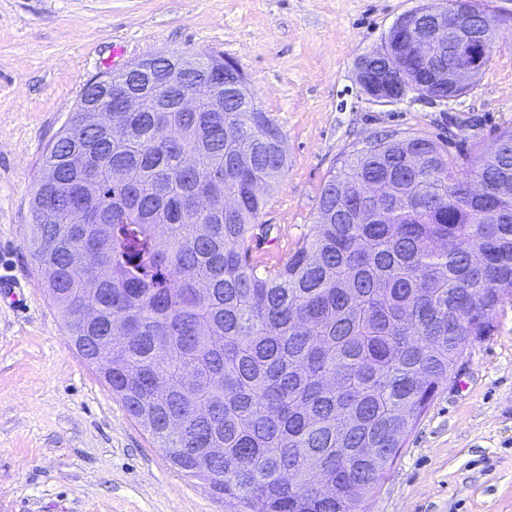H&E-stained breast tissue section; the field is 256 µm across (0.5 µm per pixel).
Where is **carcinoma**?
<instances>
[{"instance_id": "carcinoma-1", "label": "carcinoma", "mask_w": 512, "mask_h": 512, "mask_svg": "<svg viewBox=\"0 0 512 512\" xmlns=\"http://www.w3.org/2000/svg\"><path fill=\"white\" fill-rule=\"evenodd\" d=\"M471 4L489 62L503 34ZM370 56L427 75L401 50ZM194 57L224 77V55ZM137 90L143 111L124 129L87 132L71 113L32 199L28 247L74 346L110 367L112 394L183 476L224 449L212 488L238 512H365L396 435L512 290V126L473 157L415 136L349 151L310 232L258 266L252 240L270 225L254 186L288 168L280 126L222 83V112L206 98L179 111L175 77ZM472 177L487 183L480 201ZM364 180L389 187L386 208L357 194Z\"/></svg>"}]
</instances>
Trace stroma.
Segmentation results:
<instances>
[{"mask_svg": "<svg viewBox=\"0 0 512 512\" xmlns=\"http://www.w3.org/2000/svg\"><path fill=\"white\" fill-rule=\"evenodd\" d=\"M423 0H0V512H234L182 475L72 345L26 239L43 157L89 79L139 60L220 52L280 126L288 168L268 189L267 249L315 224L340 158L392 132L472 155L512 125V0H485L505 35L460 97L373 101L356 61ZM121 55H113L116 45ZM466 347L367 512H512V293Z\"/></svg>", "mask_w": 512, "mask_h": 512, "instance_id": "35a3bbf8", "label": "stroma"}]
</instances>
